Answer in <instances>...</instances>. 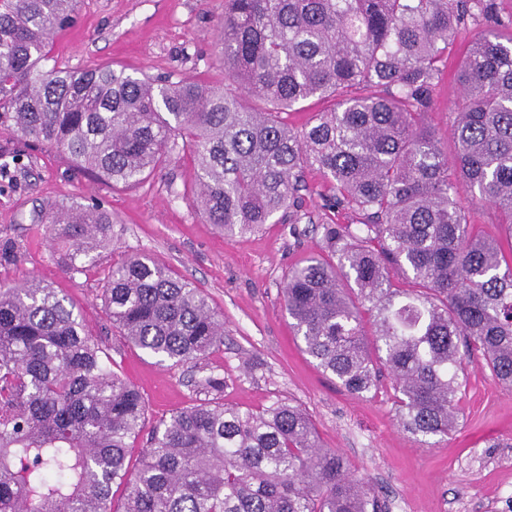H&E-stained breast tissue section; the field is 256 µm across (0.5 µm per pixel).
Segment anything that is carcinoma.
<instances>
[{"label":"carcinoma","mask_w":512,"mask_h":512,"mask_svg":"<svg viewBox=\"0 0 512 512\" xmlns=\"http://www.w3.org/2000/svg\"><path fill=\"white\" fill-rule=\"evenodd\" d=\"M77 6L0 0V128L114 186L188 151L193 204L227 236L299 220L305 169L317 168L329 208L357 223H319L334 260L311 255L284 281L316 366L359 397L387 376L399 425L424 441L455 426L464 356L512 389V16L496 0H225L215 84L60 65L53 40ZM468 23L489 31L454 75L450 156L428 117ZM314 97L332 108L289 127L282 113ZM479 204L499 212L509 254L472 224ZM34 221L68 271L112 241L97 204ZM103 302L160 361L198 366L224 343L203 292L145 254L112 267ZM145 426L141 394L66 297L35 279L0 288V512H381L368 479L289 402L188 406L153 427L131 470Z\"/></svg>","instance_id":"cac0c4a2"}]
</instances>
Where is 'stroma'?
<instances>
[{
	"instance_id": "obj_1",
	"label": "stroma",
	"mask_w": 512,
	"mask_h": 512,
	"mask_svg": "<svg viewBox=\"0 0 512 512\" xmlns=\"http://www.w3.org/2000/svg\"><path fill=\"white\" fill-rule=\"evenodd\" d=\"M224 0H80L76 22L59 33L53 54L73 69L110 65L171 81L224 77L214 44ZM189 153L173 155L143 182L115 187L73 168L68 157L0 130V239L17 258L0 264V288L29 279L51 285L80 314L115 368L141 393L155 425L196 403L193 364L158 363L128 344L101 300L108 274L141 253L171 268L207 296L224 320V343L203 363L223 379L220 402L258 410L274 400L300 406L321 445L338 450L349 470L380 493L384 512H512V391L472 362L462 377L459 419L444 438L420 441L397 423L393 389L355 397L302 350L281 288L290 268L319 250L315 222L348 224V211L326 208L331 191L306 170L303 219L227 237L207 224L187 191ZM96 203L112 217V242L95 262L69 273L33 215L57 204Z\"/></svg>"
}]
</instances>
